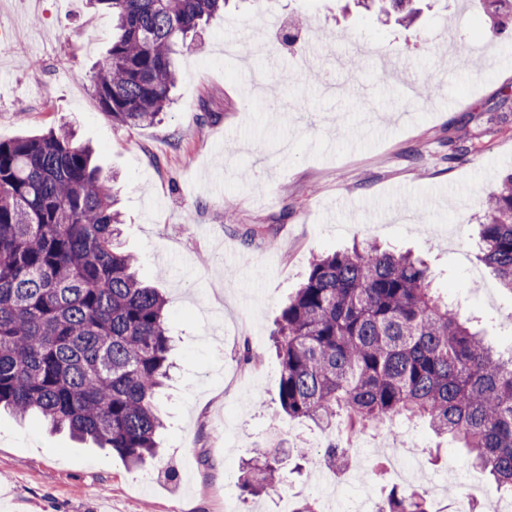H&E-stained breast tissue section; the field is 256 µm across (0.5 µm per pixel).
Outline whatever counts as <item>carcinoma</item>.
<instances>
[{
  "mask_svg": "<svg viewBox=\"0 0 512 512\" xmlns=\"http://www.w3.org/2000/svg\"><path fill=\"white\" fill-rule=\"evenodd\" d=\"M115 32L90 76L112 122L153 124L170 104L179 42L229 0H98ZM413 0H358L410 25ZM495 30L512 0H481ZM114 178L64 124L0 141V407L116 452L131 469L157 456L156 396L168 379L165 300L122 250ZM482 260L512 292V173L482 201ZM424 260L371 241L315 255L272 337L278 400L290 419L337 433L314 466L341 471L351 440L422 418L458 441L491 487L512 490V356L432 288ZM280 483L277 457L248 461L241 489ZM380 512H429L392 488Z\"/></svg>",
  "mask_w": 512,
  "mask_h": 512,
  "instance_id": "carcinoma-1",
  "label": "carcinoma"
}]
</instances>
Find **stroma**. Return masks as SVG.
<instances>
[{
	"mask_svg": "<svg viewBox=\"0 0 512 512\" xmlns=\"http://www.w3.org/2000/svg\"><path fill=\"white\" fill-rule=\"evenodd\" d=\"M343 0H239L181 47L160 121L113 125L89 81L112 41L90 0H0V140L67 124L118 176L125 251L160 288L173 339L162 454L131 473L111 449L0 413V512H274L318 501L328 469H297L325 436L278 401L271 334L312 255L373 239L411 251L434 286L512 351V292L478 258L481 200L512 172V35L480 0H425L409 28ZM468 68H447L448 52ZM404 65L377 81L380 56ZM431 77L433 95H403ZM467 150L450 158L448 140ZM261 236L247 238L249 229ZM252 361H244L245 352ZM359 481L383 495L389 448L413 447L454 496L479 470L422 422L376 432ZM278 452L283 480L243 496V460Z\"/></svg>",
	"mask_w": 512,
	"mask_h": 512,
	"instance_id": "1",
	"label": "stroma"
}]
</instances>
